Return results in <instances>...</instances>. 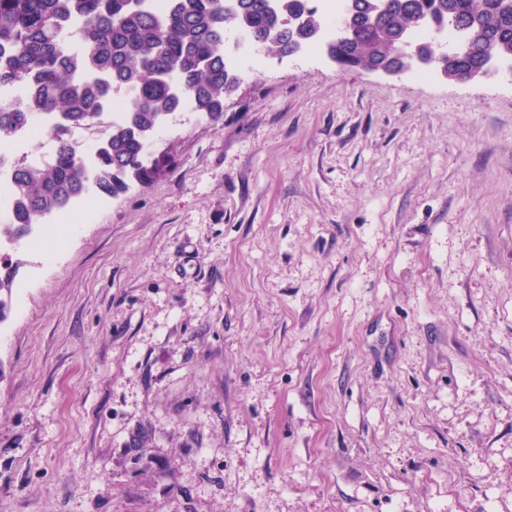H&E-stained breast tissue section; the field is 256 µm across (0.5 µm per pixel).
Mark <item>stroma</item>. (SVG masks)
Returning a JSON list of instances; mask_svg holds the SVG:
<instances>
[{
  "mask_svg": "<svg viewBox=\"0 0 512 512\" xmlns=\"http://www.w3.org/2000/svg\"><path fill=\"white\" fill-rule=\"evenodd\" d=\"M23 238L0 512H512V76L245 74Z\"/></svg>",
  "mask_w": 512,
  "mask_h": 512,
  "instance_id": "1",
  "label": "stroma"
}]
</instances>
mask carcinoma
<instances>
[{"label":"carcinoma","instance_id":"1","mask_svg":"<svg viewBox=\"0 0 512 512\" xmlns=\"http://www.w3.org/2000/svg\"><path fill=\"white\" fill-rule=\"evenodd\" d=\"M0 0V87L22 90L0 104V140L55 116L53 160L19 159L9 182L12 211L0 236L20 239L33 224L62 211L93 185L118 198L167 166L152 154L160 129L189 100L217 122L224 96L239 79L224 63V46L243 33L266 57L322 40L313 0ZM346 40L324 43L344 69L402 63L397 46L425 26L456 29L461 41L443 59L448 80L512 59V0H345ZM124 89L132 104L86 158L72 133L90 130Z\"/></svg>","mask_w":512,"mask_h":512}]
</instances>
